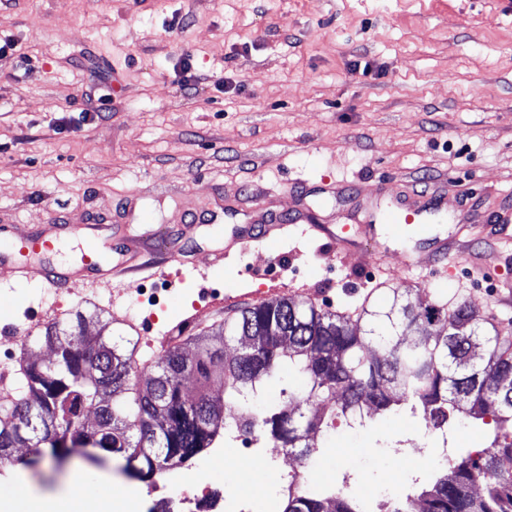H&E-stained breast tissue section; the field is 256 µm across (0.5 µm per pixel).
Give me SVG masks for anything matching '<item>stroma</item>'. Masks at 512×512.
<instances>
[{
	"instance_id": "35a3bbf8",
	"label": "stroma",
	"mask_w": 512,
	"mask_h": 512,
	"mask_svg": "<svg viewBox=\"0 0 512 512\" xmlns=\"http://www.w3.org/2000/svg\"><path fill=\"white\" fill-rule=\"evenodd\" d=\"M30 57H0V366L18 367L21 336L42 314L95 309L138 341L149 377L158 336L222 324L218 301L305 288L317 306L356 315L412 300L465 303L512 335V243L484 232L512 204V0H0V37ZM191 57L197 92L185 96ZM94 84L101 117L83 118ZM347 180L350 193H334ZM457 189L445 193L448 182ZM441 194L431 225L465 227L487 265L437 264L402 225L386 256L298 237L256 242L223 259L233 234L305 213L333 232L367 223L396 196ZM60 224L88 225L112 264L145 272L83 280L89 297L10 274L16 237L51 240L74 264ZM179 252L184 266L164 261ZM433 442L407 411L337 429L315 462L320 482L412 488ZM74 460L0 476L52 495Z\"/></svg>"
}]
</instances>
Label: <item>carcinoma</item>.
<instances>
[{"instance_id":"1","label":"carcinoma","mask_w":512,"mask_h":512,"mask_svg":"<svg viewBox=\"0 0 512 512\" xmlns=\"http://www.w3.org/2000/svg\"><path fill=\"white\" fill-rule=\"evenodd\" d=\"M410 295L394 288L388 307L362 308L361 331L350 317L308 300L243 307L218 331L190 337L194 349L170 346L144 381L137 342L107 333L101 313L77 310L34 339L53 358L21 366L20 393L0 414V467L33 464L47 449L57 456L88 446L146 481L218 447L228 428L254 431L311 464L336 420L362 426L408 403L412 416L434 428L455 416L486 426L487 447L457 449L391 512H512V473L502 468L512 460V339L465 303L449 309ZM90 323L99 326L93 336L85 333ZM228 342L239 345L230 358ZM285 364L307 391L261 404L266 381ZM215 375L222 403L209 392ZM328 397L331 409L322 406ZM297 403L314 409L298 414ZM15 448L33 449V458L15 459ZM285 500L283 512H359L342 492H290Z\"/></svg>"}]
</instances>
